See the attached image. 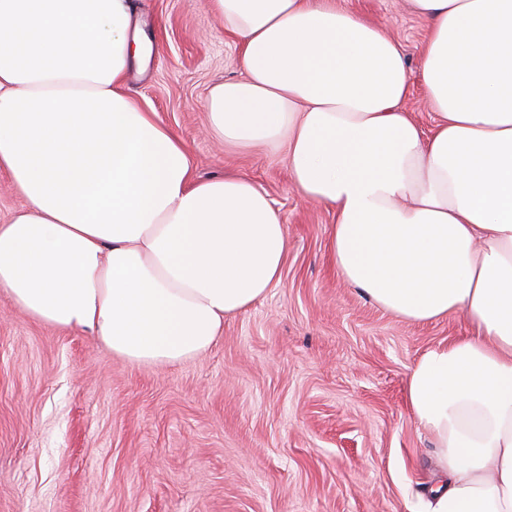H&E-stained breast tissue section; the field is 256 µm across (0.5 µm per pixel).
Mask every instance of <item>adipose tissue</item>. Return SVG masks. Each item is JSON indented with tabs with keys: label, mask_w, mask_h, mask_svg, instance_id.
<instances>
[{
	"label": "adipose tissue",
	"mask_w": 512,
	"mask_h": 512,
	"mask_svg": "<svg viewBox=\"0 0 512 512\" xmlns=\"http://www.w3.org/2000/svg\"><path fill=\"white\" fill-rule=\"evenodd\" d=\"M409 2L432 134L396 42L336 0H208L243 71L208 120L284 151L347 284L411 322L466 318L407 377L433 446L422 512H512V0ZM145 47L130 0H0V170L25 201L0 224V289L150 367L209 350L279 283L288 239L264 190L197 178L128 93Z\"/></svg>",
	"instance_id": "1"
}]
</instances>
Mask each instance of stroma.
Wrapping results in <instances>:
<instances>
[{"instance_id":"stroma-1","label":"stroma","mask_w":512,"mask_h":512,"mask_svg":"<svg viewBox=\"0 0 512 512\" xmlns=\"http://www.w3.org/2000/svg\"><path fill=\"white\" fill-rule=\"evenodd\" d=\"M150 46L128 91L183 141L197 177L263 188L288 236L280 282L205 353L143 367L81 329L31 320L0 290V512H417L430 442L405 399L463 316L410 323L337 276L332 214L303 200L283 153L225 147L213 84L242 77L208 0H132ZM419 71L406 0H341Z\"/></svg>"}]
</instances>
